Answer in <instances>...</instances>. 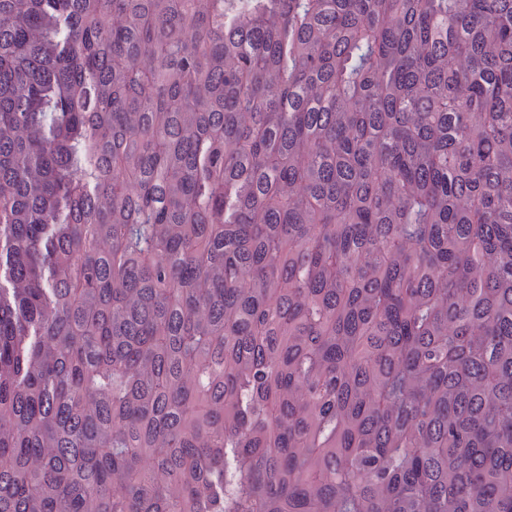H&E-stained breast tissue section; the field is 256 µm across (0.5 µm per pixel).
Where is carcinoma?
I'll use <instances>...</instances> for the list:
<instances>
[{"mask_svg":"<svg viewBox=\"0 0 512 512\" xmlns=\"http://www.w3.org/2000/svg\"><path fill=\"white\" fill-rule=\"evenodd\" d=\"M0 512H512V0H0Z\"/></svg>","mask_w":512,"mask_h":512,"instance_id":"obj_1","label":"carcinoma"}]
</instances>
